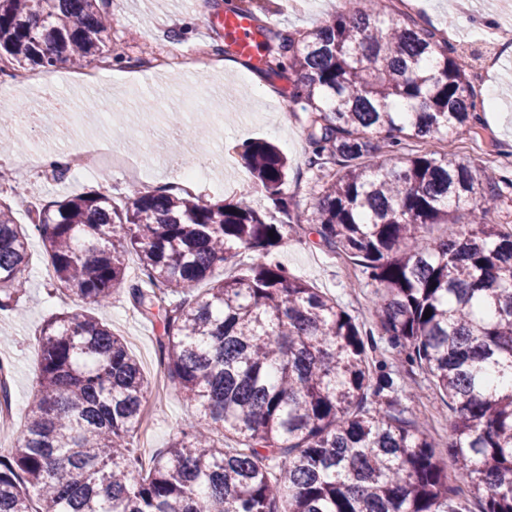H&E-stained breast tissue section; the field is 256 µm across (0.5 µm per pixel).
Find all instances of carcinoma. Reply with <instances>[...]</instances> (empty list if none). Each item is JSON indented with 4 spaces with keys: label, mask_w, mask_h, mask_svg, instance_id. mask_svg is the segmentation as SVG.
Returning <instances> with one entry per match:
<instances>
[{
    "label": "carcinoma",
    "mask_w": 512,
    "mask_h": 512,
    "mask_svg": "<svg viewBox=\"0 0 512 512\" xmlns=\"http://www.w3.org/2000/svg\"><path fill=\"white\" fill-rule=\"evenodd\" d=\"M107 2L0 0V59L102 56ZM372 2L267 40V72L295 76L310 113V167L336 166L311 215L288 201L287 160L263 141L245 147L263 210L139 190L121 207L93 191L37 212L56 283L100 307L127 293L159 324L166 384L199 418L144 471L131 440L151 382L107 324L55 314L17 452L0 459V512H281L284 499L287 512H467L433 439L390 396L386 364L372 370L373 330L271 260L304 224L364 268L375 325L431 375L453 413L457 480L481 512H512V227L496 222V195L474 197L481 175L427 148L478 122L456 47ZM381 140L389 162L376 161ZM434 225L438 240L425 236ZM237 249L247 267L215 278ZM29 262L27 231L0 204V310L25 291Z\"/></svg>",
    "instance_id": "1"
}]
</instances>
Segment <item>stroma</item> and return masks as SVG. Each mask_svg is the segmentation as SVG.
Segmentation results:
<instances>
[{"label":"stroma","instance_id":"1","mask_svg":"<svg viewBox=\"0 0 512 512\" xmlns=\"http://www.w3.org/2000/svg\"><path fill=\"white\" fill-rule=\"evenodd\" d=\"M227 0H111L110 51L88 65L97 81L75 86L56 70L32 71L33 90L19 94L17 79L0 75V114L16 109L42 113L45 130L33 136L21 133L25 151L13 152L11 161L0 160V171L14 172L24 153H59L86 143H106L123 157V168L99 173L66 170L56 175L44 168L27 184V197L5 196L21 223L32 221L34 211L68 196L88 191L109 195L123 204L139 183L149 188L178 191L182 167H204L207 178L191 186L190 194L205 200L235 202L254 195L255 179L243 157L246 143L263 140L275 145L288 160V194L295 207L308 209L316 201V174L310 170L309 129L305 112L292 103L293 85L271 80L251 66L223 73L164 69L142 72L143 57L176 47L189 52L206 46L223 48L220 35L203 33V20L226 7ZM473 15L449 14L448 0H421L427 21L445 28L448 41L460 53L457 61L467 77L478 75L484 60L501 59L489 87L500 97L503 109L481 113L474 134L433 141L438 152L452 151L472 168L491 169L501 183L496 220L512 226V52L499 53V42H512V21L500 0H475ZM253 10L274 32L294 35L313 29L335 14L336 0H252ZM157 131L152 152H145L140 130ZM205 128L206 143L188 138L187 127ZM32 265L17 310L0 311V359L8 362L11 392L9 421L22 427L38 382L39 334L46 320L61 312L97 314L122 336L152 382L144 423L132 446L144 463H152L168 448L195 409L180 395L164 387L165 368L156 344L158 329L134 311L126 294L96 308L58 290L45 249L37 234L29 236ZM275 259L296 278L334 298L349 313L371 323L373 286L361 266L347 257L315 244L311 236L291 240L273 252ZM393 378L406 415L427 429L439 444L437 453L446 468L454 461L448 452L452 413L418 366L400 363Z\"/></svg>","mask_w":512,"mask_h":512}]
</instances>
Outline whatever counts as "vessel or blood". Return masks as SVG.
Masks as SVG:
<instances>
[{"label":"vessel or blood","mask_w":512,"mask_h":512,"mask_svg":"<svg viewBox=\"0 0 512 512\" xmlns=\"http://www.w3.org/2000/svg\"><path fill=\"white\" fill-rule=\"evenodd\" d=\"M207 33H221L224 37V52L227 56L238 58L260 66L265 54V36L260 30L251 11H216L206 20Z\"/></svg>","instance_id":"obj_1"}]
</instances>
